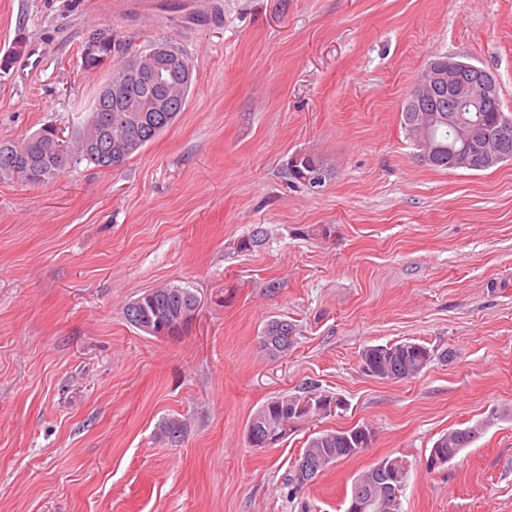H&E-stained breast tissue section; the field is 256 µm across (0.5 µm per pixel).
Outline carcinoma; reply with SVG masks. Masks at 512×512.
<instances>
[{
    "instance_id": "carcinoma-1",
    "label": "carcinoma",
    "mask_w": 512,
    "mask_h": 512,
    "mask_svg": "<svg viewBox=\"0 0 512 512\" xmlns=\"http://www.w3.org/2000/svg\"><path fill=\"white\" fill-rule=\"evenodd\" d=\"M181 62L167 72L165 84L166 96L174 111L167 113L168 120L163 123L154 119L149 111L152 99L159 93V87L151 75L146 74L140 80L122 86L121 109L113 103L95 98L93 111L74 135L64 141V151H59L55 131L42 128L21 142L0 141V177L15 178L28 185H41L49 182L64 170L82 162L96 168H105L113 163L123 164L133 155L139 153L147 144L154 141L170 127L186 104L189 88L181 85L182 68L190 66L189 59L176 50ZM457 107L454 97L440 89L416 105H405L401 112V124L413 139L419 142L429 140L439 147L434 169H459L455 156L467 149L462 129L479 123L483 133L490 136L498 134V128L504 124L509 127L511 138L501 142V153L512 160V116L502 110L501 99L487 105L484 112L475 115L461 113L457 126L448 125V112ZM433 115L437 121L429 126L423 124L422 117ZM268 234L259 231L237 241L236 249L240 252L251 251L262 246ZM194 293L178 285L158 288L143 295V311H138L135 302L125 307L127 321L136 329H141L137 316L142 314L150 319V336H176L188 325L190 305ZM294 331L293 325L278 318L268 320L260 336L263 350L272 357H283L294 346L295 340H286L285 336ZM438 359L448 361V352L439 354L424 344L401 342L390 345H373L365 347L360 354L361 368L369 376L388 381H403L417 378L429 364ZM308 397L317 403L313 413L321 411L320 403L328 396L316 392L311 386L302 388L300 395L282 394L259 406L248 421L259 434L277 431L287 418L288 409L297 398ZM488 427L482 421L464 428L451 429L437 439L430 454L442 455L448 461L454 459L464 448L474 443ZM187 425L178 417L161 419L155 427L156 438L165 442L178 434L185 436ZM374 439V431L368 426H356L348 430H327L315 433L308 438L302 456L317 463V473H322L331 465L352 458L369 447ZM383 463L391 466L386 471L375 464L359 475L351 486L350 494L360 490L370 502L369 512H393L388 498V483L393 475L397 481L404 483L407 477L406 462L399 459H385Z\"/></svg>"
}]
</instances>
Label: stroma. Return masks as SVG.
<instances>
[{"label":"stroma","instance_id":"35a3bbf8","mask_svg":"<svg viewBox=\"0 0 512 512\" xmlns=\"http://www.w3.org/2000/svg\"><path fill=\"white\" fill-rule=\"evenodd\" d=\"M185 53L184 111L115 170L32 187L0 179V512H345L353 479L400 458L401 512H512V161L422 164L400 113L426 64L487 69L512 115V0H0V141L88 117L109 73L80 47ZM319 157L316 191L288 162ZM267 244L238 252L254 227ZM332 236H324L323 228ZM199 300L176 336L126 304L167 286ZM296 329L288 356L266 321ZM451 350L411 381L366 375L369 345ZM317 386L337 405L252 447L249 416ZM179 417L176 446L157 422ZM491 425L445 466L448 430ZM376 436L297 493L311 433ZM110 47V43L105 40L92 37L87 39L83 45L81 54L83 58L81 61L83 70L91 71L99 68L98 65L94 64L105 62L109 58L104 55L103 52L105 49H110ZM83 60L90 63H84ZM294 332L293 325L288 320L272 318L268 320L260 336V343L263 350L272 357H283L288 355V352L294 346L295 339L287 340L281 336H289L290 332ZM186 433L187 425L183 419L178 417L163 418L155 427L156 438L163 442H171V437L176 434L184 438Z\"/></svg>","mask_w":512,"mask_h":512}]
</instances>
